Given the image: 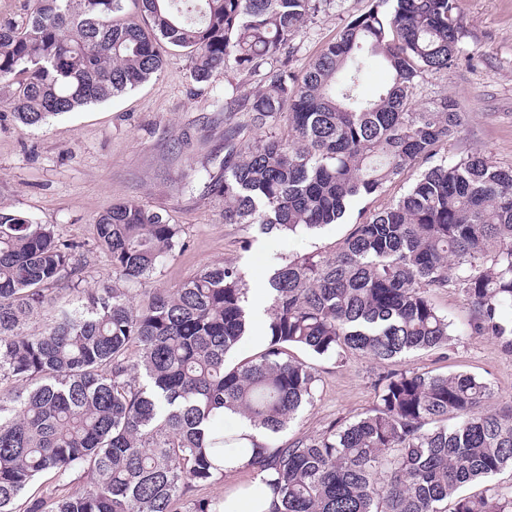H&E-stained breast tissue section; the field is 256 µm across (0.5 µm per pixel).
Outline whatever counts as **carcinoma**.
Wrapping results in <instances>:
<instances>
[{"label": "carcinoma", "instance_id": "obj_1", "mask_svg": "<svg viewBox=\"0 0 512 512\" xmlns=\"http://www.w3.org/2000/svg\"><path fill=\"white\" fill-rule=\"evenodd\" d=\"M327 4L23 0L22 24L0 21V103L37 127L105 102L159 74L165 42L199 83L224 71V176L208 182L224 223L284 236L336 224L457 132L448 98L418 110L413 96L424 73L455 64L461 32L455 0H371L295 75L292 41ZM130 11L143 23L122 19ZM376 58L392 77L367 99L359 86ZM239 75L259 88L241 93ZM94 227L112 280L86 288L84 245L0 206V385L12 384L0 392V512H173L184 498L187 512H223L221 498L192 493L243 469L272 512H512L495 489L464 492L512 470V405L468 373L391 372L349 424L267 440L314 402L318 372L290 350L386 361L447 347L455 328L432 289L457 285L472 332L512 350V167L478 152L442 159L380 210H357L335 253L285 261L269 279L264 349L232 367L253 335L238 267L213 264L141 303L138 285L186 247L181 226L127 200ZM59 285L81 304L29 329ZM228 411L265 438L224 432ZM77 469L89 483L28 493Z\"/></svg>", "mask_w": 512, "mask_h": 512}]
</instances>
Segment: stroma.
Listing matches in <instances>:
<instances>
[{
	"instance_id": "1",
	"label": "stroma",
	"mask_w": 512,
	"mask_h": 512,
	"mask_svg": "<svg viewBox=\"0 0 512 512\" xmlns=\"http://www.w3.org/2000/svg\"><path fill=\"white\" fill-rule=\"evenodd\" d=\"M368 6L369 0H332L296 38L292 69L303 71ZM454 17L462 30L459 59L447 71L424 74L415 104L445 96L456 105L461 125L441 157L479 152L512 166V0H458ZM161 52L162 72L122 96L38 127L0 119V205L83 243L92 241L97 216L113 203L133 199L163 212L183 227L189 246L146 280L149 289L177 286L222 261L238 265L249 285L264 286L285 260L336 252L350 222L287 238L268 234L257 224L225 223L223 198L203 181L186 182L192 168L224 173L213 161L224 152V113L214 103L224 75L196 83L184 52L166 44ZM431 297L461 331L446 352L421 350L385 362L359 355L317 361L314 402L280 441L305 439L367 412L376 402L377 379L393 370L466 372L491 386L496 403L512 404V352L490 337L465 335L471 305L457 287L432 290Z\"/></svg>"
}]
</instances>
